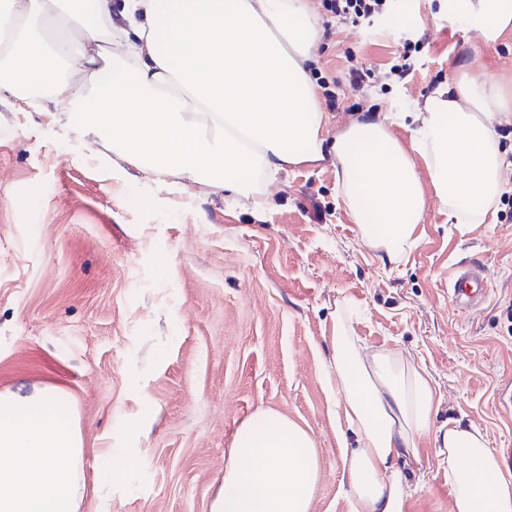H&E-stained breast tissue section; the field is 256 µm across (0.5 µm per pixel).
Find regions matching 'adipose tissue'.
<instances>
[{"mask_svg": "<svg viewBox=\"0 0 512 512\" xmlns=\"http://www.w3.org/2000/svg\"><path fill=\"white\" fill-rule=\"evenodd\" d=\"M486 40L512 30V0H457ZM112 0H0V31L25 27L13 66L57 85L51 60L77 58L90 92L57 85L82 136L108 138L158 183L177 177L245 194L257 180L322 158L318 87L305 66L319 21L305 0H124L111 67L100 66L99 29ZM512 120V76L461 78L429 101L411 146L381 121L354 120L332 148L340 187L361 236L398 261L415 244L425 200L414 158L462 224L492 223L507 186L493 121ZM330 368L357 445L342 480L351 512H404L411 490L396 466L430 431L436 391L427 374L383 352L361 356L337 326ZM57 390L0 391V512H79L84 444ZM448 464L452 512H512V472L480 429L449 423L437 434ZM319 466L312 438L264 412L245 422L213 512H310Z\"/></svg>", "mask_w": 512, "mask_h": 512, "instance_id": "1", "label": "adipose tissue"}]
</instances>
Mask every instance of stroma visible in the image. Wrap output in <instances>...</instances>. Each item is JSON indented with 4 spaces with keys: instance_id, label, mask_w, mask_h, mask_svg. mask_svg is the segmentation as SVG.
<instances>
[{
    "instance_id": "35a3bbf8",
    "label": "stroma",
    "mask_w": 512,
    "mask_h": 512,
    "mask_svg": "<svg viewBox=\"0 0 512 512\" xmlns=\"http://www.w3.org/2000/svg\"><path fill=\"white\" fill-rule=\"evenodd\" d=\"M321 35L312 67L335 77L321 160L288 167L251 198L198 184L160 185L112 149L79 137L56 95L0 96V391L57 387L76 414L84 474L95 485L107 448L140 467L86 495L108 512H211L241 425L282 415L314 441L311 512H349L342 457L355 447L329 372L337 321L364 356L399 353L431 378V427L479 428L512 470V199L493 223L449 220L424 161L425 208L400 261L363 240L341 195L331 145L357 113L411 144L417 115L455 78L512 74V32L485 41L451 0H398L371 36L308 0ZM427 44L405 83L353 89L342 54L387 68L402 32ZM487 267L484 305L458 312L448 277ZM432 434L400 461L406 512H451L448 467Z\"/></svg>"
}]
</instances>
